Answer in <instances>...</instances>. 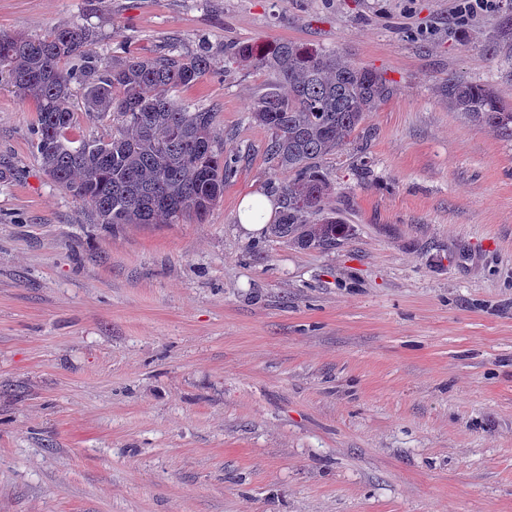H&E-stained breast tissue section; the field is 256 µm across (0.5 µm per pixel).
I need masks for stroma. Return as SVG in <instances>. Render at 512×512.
<instances>
[{
	"instance_id": "obj_1",
	"label": "stroma",
	"mask_w": 512,
	"mask_h": 512,
	"mask_svg": "<svg viewBox=\"0 0 512 512\" xmlns=\"http://www.w3.org/2000/svg\"><path fill=\"white\" fill-rule=\"evenodd\" d=\"M0 0V31L95 27L89 55L208 52L177 99L236 175L205 223H96L44 172L0 80V512H512V140L451 111L512 102V0ZM294 41L395 95L321 162L331 249L245 232L284 180L236 42ZM442 91L450 110L461 112L470 122L512 139V105L491 85L448 78ZM279 207L274 197L255 192L245 195L239 204L238 221L248 233H256L262 230L274 216Z\"/></svg>"
}]
</instances>
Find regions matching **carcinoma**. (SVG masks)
<instances>
[{
  "label": "carcinoma",
  "instance_id": "obj_1",
  "mask_svg": "<svg viewBox=\"0 0 512 512\" xmlns=\"http://www.w3.org/2000/svg\"><path fill=\"white\" fill-rule=\"evenodd\" d=\"M95 28L72 23L41 38L0 33V75L36 104L34 148L43 170L88 204L99 224L203 223L236 174L238 155H224L215 113L178 103L173 93L212 70L207 53L84 56ZM77 61L68 68L65 61ZM251 66L275 82L251 118L271 132L266 153L288 173L277 191L281 210L271 237L301 249L328 250L350 226L325 209L330 186L320 161L341 149L369 113L394 94L382 73L335 51L281 42H239L224 48V71ZM83 85L88 119L118 121L103 138H76L71 85ZM448 108L512 139V105L489 84L450 78Z\"/></svg>",
  "mask_w": 512,
  "mask_h": 512
}]
</instances>
